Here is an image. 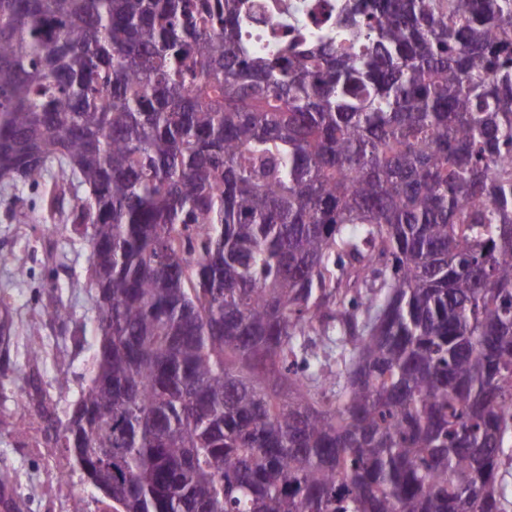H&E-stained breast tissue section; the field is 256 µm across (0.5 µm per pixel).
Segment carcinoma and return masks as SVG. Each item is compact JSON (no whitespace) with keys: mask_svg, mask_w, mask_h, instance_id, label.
<instances>
[{"mask_svg":"<svg viewBox=\"0 0 512 512\" xmlns=\"http://www.w3.org/2000/svg\"><path fill=\"white\" fill-rule=\"evenodd\" d=\"M248 4L0 0V182L87 191L98 347L64 421L31 353L48 443L112 512H504L512 0H344L264 55Z\"/></svg>","mask_w":512,"mask_h":512,"instance_id":"obj_1","label":"carcinoma"}]
</instances>
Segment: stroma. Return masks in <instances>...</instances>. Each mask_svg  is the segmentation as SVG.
<instances>
[{
  "label": "stroma",
  "mask_w": 512,
  "mask_h": 512,
  "mask_svg": "<svg viewBox=\"0 0 512 512\" xmlns=\"http://www.w3.org/2000/svg\"><path fill=\"white\" fill-rule=\"evenodd\" d=\"M49 183H19L0 191V301L13 311V365L0 382V469L12 484L0 490V512H103L105 500L64 449L47 445L43 423L26 402L28 354L40 351L41 386L65 416L83 384L96 344V308L90 288L89 247L47 206ZM63 303L65 324L44 310ZM69 380L59 392L57 378ZM64 473L66 482L54 481Z\"/></svg>",
  "instance_id": "35a3bbf8"
}]
</instances>
